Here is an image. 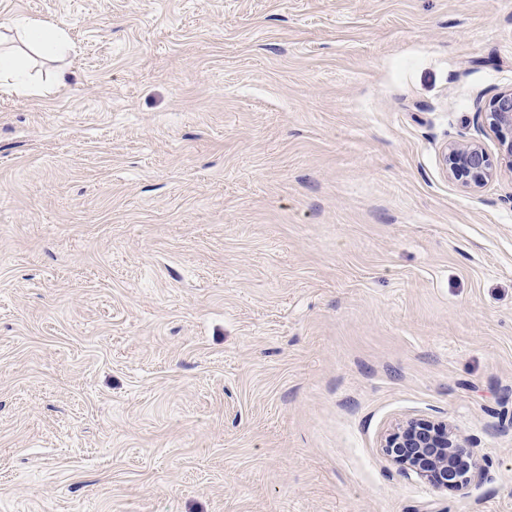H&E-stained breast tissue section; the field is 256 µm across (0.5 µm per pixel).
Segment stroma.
I'll list each match as a JSON object with an SVG mask.
<instances>
[{
    "mask_svg": "<svg viewBox=\"0 0 512 512\" xmlns=\"http://www.w3.org/2000/svg\"><path fill=\"white\" fill-rule=\"evenodd\" d=\"M63 28L24 53L11 26ZM0 512H512V0H0ZM67 70V85L55 83ZM445 421L483 476L401 474ZM23 37L27 47L36 54L59 55L67 51V39L64 31L51 27L38 20L21 22ZM22 68L21 60L14 56L0 54V90L14 93L26 92L30 89L22 87L18 82V73ZM477 116L495 134L497 156L476 140L448 143L442 154L449 178L467 189L484 186L502 168L512 172V88L493 95ZM381 448L401 473L414 474L436 489L462 491L480 475L472 448L448 422L409 419L385 436Z\"/></svg>",
    "mask_w": 512,
    "mask_h": 512,
    "instance_id": "1",
    "label": "stroma"
}]
</instances>
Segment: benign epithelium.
I'll return each instance as SVG.
<instances>
[{"mask_svg": "<svg viewBox=\"0 0 512 512\" xmlns=\"http://www.w3.org/2000/svg\"><path fill=\"white\" fill-rule=\"evenodd\" d=\"M477 116L495 134L497 156L476 140L451 142L443 150L448 177L467 189L484 186L503 168L512 172V88L493 95ZM382 451L401 473L436 489L462 491L480 475L473 450L444 421L409 419L385 436Z\"/></svg>", "mask_w": 512, "mask_h": 512, "instance_id": "7a95c632", "label": "benign epithelium"}]
</instances>
